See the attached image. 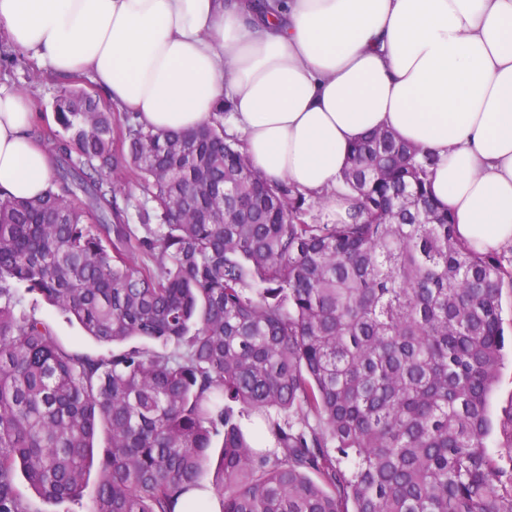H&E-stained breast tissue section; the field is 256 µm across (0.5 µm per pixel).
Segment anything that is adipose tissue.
Listing matches in <instances>:
<instances>
[{"instance_id": "1", "label": "adipose tissue", "mask_w": 512, "mask_h": 512, "mask_svg": "<svg viewBox=\"0 0 512 512\" xmlns=\"http://www.w3.org/2000/svg\"><path fill=\"white\" fill-rule=\"evenodd\" d=\"M0 35L114 111L189 132L225 109L266 179L328 200L350 145L386 128L436 164L462 240L512 245V0H0ZM33 98L0 83V192L34 198L52 156Z\"/></svg>"}]
</instances>
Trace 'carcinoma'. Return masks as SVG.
Returning <instances> with one entry per match:
<instances>
[{
    "label": "carcinoma",
    "mask_w": 512,
    "mask_h": 512,
    "mask_svg": "<svg viewBox=\"0 0 512 512\" xmlns=\"http://www.w3.org/2000/svg\"><path fill=\"white\" fill-rule=\"evenodd\" d=\"M54 112L47 192L0 193V512H30L18 471L82 497L94 457L91 512H202L203 487L221 512H512V404L498 452L487 410L512 256L458 238L431 153L386 129L354 143L346 218L309 224L222 109L183 134L80 88ZM21 288L112 351L61 345ZM142 199V192L135 184H130L129 188L126 190L125 196L119 199L120 205L127 207L130 218L129 224L132 225V228L137 235H142L144 233L142 226L136 219L137 205Z\"/></svg>",
    "instance_id": "obj_1"
}]
</instances>
